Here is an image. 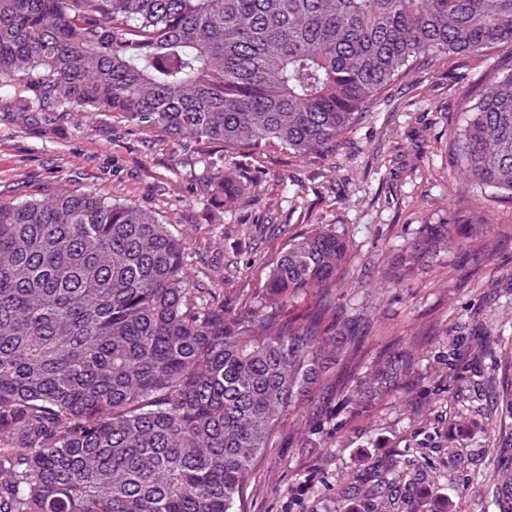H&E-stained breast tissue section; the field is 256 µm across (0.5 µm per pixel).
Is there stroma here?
<instances>
[{
  "mask_svg": "<svg viewBox=\"0 0 512 512\" xmlns=\"http://www.w3.org/2000/svg\"><path fill=\"white\" fill-rule=\"evenodd\" d=\"M489 66L512 74V52L455 54L399 79L335 155L225 160V172L244 188L228 208L207 201L186 156L156 134L102 113L46 126L0 112V200L97 189L155 212L185 238L196 283L223 294L230 310L257 297L291 239L330 225L349 244L333 292L337 319L355 320L371 340L369 354L398 339L412 344L416 371L369 411L322 421L307 438L298 430L306 410L287 416L235 512H335L341 489L406 449L426 458L454 512H494L496 488L476 471L495 463L512 475V447L493 445L512 418H486L482 404L493 394L474 375L512 378V366L495 363L497 338L512 336V205L498 208L466 253L398 266L427 225L455 222L482 205L478 187L448 173L449 133L462 128L471 85ZM450 334L460 339L453 351ZM461 416L473 424L462 459L450 464L443 455L448 422Z\"/></svg>",
  "mask_w": 512,
  "mask_h": 512,
  "instance_id": "obj_1",
  "label": "stroma"
}]
</instances>
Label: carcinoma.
Instances as JSON below:
<instances>
[{
  "label": "carcinoma",
  "instance_id": "carcinoma-1",
  "mask_svg": "<svg viewBox=\"0 0 512 512\" xmlns=\"http://www.w3.org/2000/svg\"><path fill=\"white\" fill-rule=\"evenodd\" d=\"M504 48L512 0H0V110L110 113L185 152L327 156L395 78ZM486 79L451 137L465 179L512 201V74ZM199 162L207 194H243L224 161ZM489 221L428 234L407 265L465 250ZM347 260L330 228L294 238L256 305L230 311L150 211L95 190L0 200V512H233L290 411L357 415L414 370L401 343L361 367L364 338L325 326ZM339 362L355 373L337 388ZM342 498L344 512L453 509L399 453Z\"/></svg>",
  "mask_w": 512,
  "mask_h": 512
}]
</instances>
